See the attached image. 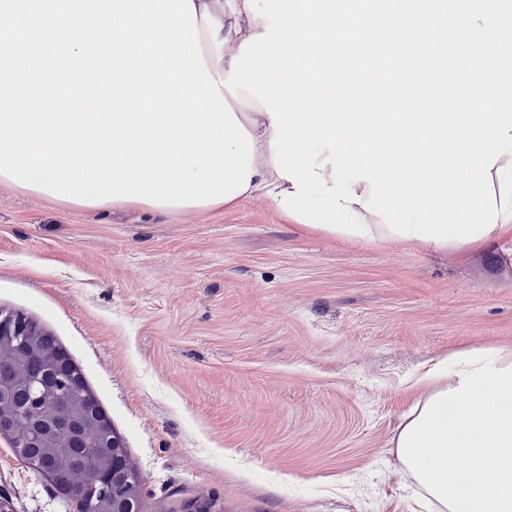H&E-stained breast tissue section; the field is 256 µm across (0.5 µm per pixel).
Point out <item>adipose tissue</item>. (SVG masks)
I'll list each match as a JSON object with an SVG mask.
<instances>
[{
	"label": "adipose tissue",
	"mask_w": 512,
	"mask_h": 512,
	"mask_svg": "<svg viewBox=\"0 0 512 512\" xmlns=\"http://www.w3.org/2000/svg\"><path fill=\"white\" fill-rule=\"evenodd\" d=\"M191 2L207 68L212 76L228 77L243 41L264 33L266 23L255 18L246 0ZM231 108L253 138L249 194L270 199L293 191V183L274 168V130L263 105L242 89ZM491 173L499 219L484 237L468 243L404 238L369 213L370 233L362 245H396L439 256L512 240V154L499 157ZM418 384L424 395L402 417L392 445L417 487L421 507L425 512H512V349L489 345L457 352L423 374ZM452 456L467 462L464 479L449 471Z\"/></svg>",
	"instance_id": "1"
}]
</instances>
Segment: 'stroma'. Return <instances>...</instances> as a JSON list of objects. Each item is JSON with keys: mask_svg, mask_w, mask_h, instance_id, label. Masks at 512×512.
I'll use <instances>...</instances> for the list:
<instances>
[{"mask_svg": "<svg viewBox=\"0 0 512 512\" xmlns=\"http://www.w3.org/2000/svg\"><path fill=\"white\" fill-rule=\"evenodd\" d=\"M0 309L81 369L143 512H409L391 440L415 377L512 348V243L466 259L300 233L261 196L177 215L0 183ZM13 512H78L0 435Z\"/></svg>", "mask_w": 512, "mask_h": 512, "instance_id": "stroma-1", "label": "stroma"}]
</instances>
